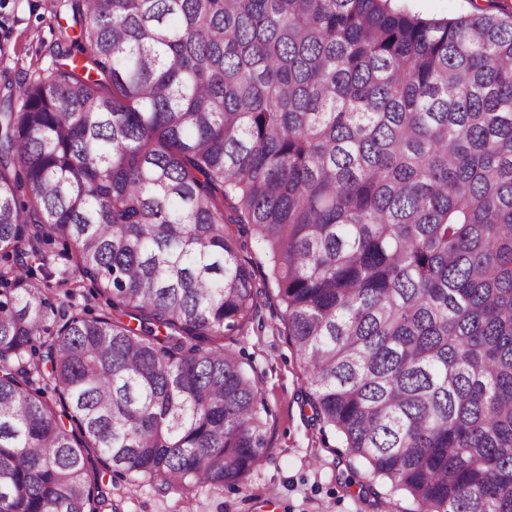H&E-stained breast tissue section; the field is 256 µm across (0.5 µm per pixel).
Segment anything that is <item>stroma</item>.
Wrapping results in <instances>:
<instances>
[{
    "label": "stroma",
    "instance_id": "35a3bbf8",
    "mask_svg": "<svg viewBox=\"0 0 512 512\" xmlns=\"http://www.w3.org/2000/svg\"><path fill=\"white\" fill-rule=\"evenodd\" d=\"M425 18L453 19L483 8L512 11V0H394ZM64 0H0V87L50 71L51 45L60 26L70 25ZM262 307L259 334L241 339L236 351L250 357L269 405V457L235 486L203 487L183 499L131 476L105 485L104 512H407L408 501L387 495L368 468L350 457L334 435H323L304 404L303 361L287 336L269 326Z\"/></svg>",
    "mask_w": 512,
    "mask_h": 512
}]
</instances>
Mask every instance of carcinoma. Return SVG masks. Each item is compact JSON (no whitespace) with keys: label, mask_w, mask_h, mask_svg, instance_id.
I'll return each mask as SVG.
<instances>
[{"label":"carcinoma","mask_w":512,"mask_h":512,"mask_svg":"<svg viewBox=\"0 0 512 512\" xmlns=\"http://www.w3.org/2000/svg\"><path fill=\"white\" fill-rule=\"evenodd\" d=\"M67 6L74 49L0 112V512H102L112 469L239 483L266 300L311 421L409 512H512V13ZM56 239L57 295L112 312L55 314ZM49 265L46 269H39L35 265V276L39 279H43L45 275L51 274L50 283L54 285L56 280L60 276V272L70 268L71 264L68 260L67 251L61 241H56L51 245L47 246Z\"/></svg>","instance_id":"carcinoma-1"}]
</instances>
